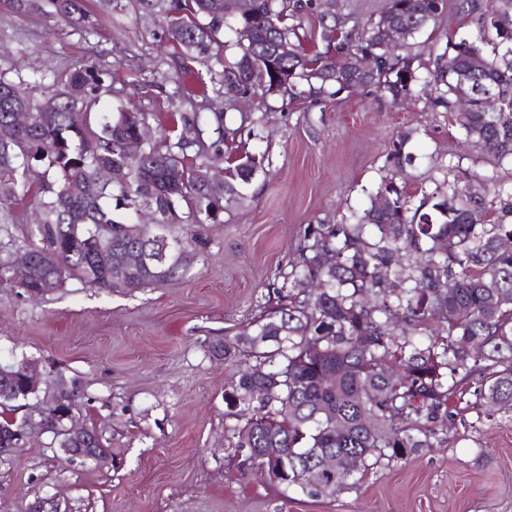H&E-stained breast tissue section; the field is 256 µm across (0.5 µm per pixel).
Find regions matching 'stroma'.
<instances>
[{
	"label": "stroma",
	"mask_w": 512,
	"mask_h": 512,
	"mask_svg": "<svg viewBox=\"0 0 512 512\" xmlns=\"http://www.w3.org/2000/svg\"><path fill=\"white\" fill-rule=\"evenodd\" d=\"M476 27L447 0L423 35V66H433L449 29L464 36ZM176 51L152 18L131 12L103 17L89 35L0 4V72L10 80L45 86L94 64L112 73L113 109L156 111L157 99L142 94L148 83L182 111L223 108L215 95L184 102ZM231 112L256 122L238 149L269 163L220 223L200 228L190 273L135 293L76 280L39 299L0 288V359L26 358L44 376L28 408L50 406L51 378L63 375L75 420L123 460L118 468L69 462L51 447V433H35L0 463V512H512V408L486 416L471 386L453 402L447 443L381 460L355 488L316 499L282 493L259 470L237 468V421L225 414L224 387L249 362L211 351L268 306L271 284L299 259L305 225L338 224L368 206L393 173L400 132L411 133L404 169L415 199L443 182L475 187L499 216L507 199L494 184L512 185V163L495 165L467 147L447 112L421 97L394 104L358 88L324 105L255 94Z\"/></svg>",
	"instance_id": "1"
}]
</instances>
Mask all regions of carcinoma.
<instances>
[{"label":"carcinoma","mask_w":512,"mask_h":512,"mask_svg":"<svg viewBox=\"0 0 512 512\" xmlns=\"http://www.w3.org/2000/svg\"><path fill=\"white\" fill-rule=\"evenodd\" d=\"M16 12L63 21L96 32L89 0H5ZM103 12L132 9L159 21L165 39L181 48L177 77L194 92L213 91L227 101L274 84L267 65L278 42L294 47L277 62L288 77L279 92L289 101L327 103L348 88L373 87L396 103L417 82L434 85L427 103L448 112L465 138L496 161L512 160V6L490 0L477 19V32L448 38L434 69L418 75L413 40L442 16L445 0H388L379 21L359 25L341 6L327 15L315 0H242L241 13L224 16V0H97ZM314 16L323 49L303 46L299 20ZM261 26L252 44L236 43L238 58L222 56L221 34L249 23ZM399 29V48L388 50L382 28ZM351 66L336 75L335 58ZM372 58V68L360 60ZM51 93L32 90L0 75V125L15 108L27 107L31 123L14 141L0 142V205H37L38 222L22 248L40 257L52 252L59 268L55 289L69 280L133 292L182 276L195 248L175 226L216 224L241 199L264 159L237 155L224 137L253 123L241 116L224 126L222 112H172V133L143 145L137 158L124 154L125 140L154 112L136 108L114 112L100 103L112 92V73L94 65L75 68L53 80ZM192 92V93H194ZM187 93V96H192ZM500 99L487 112L482 94ZM462 96L470 109L456 110ZM410 132L393 141L396 176L382 182L370 206L340 224H308L299 261L281 275L274 292L284 303L271 307L213 346L231 360L247 354L249 371L224 388L226 415L235 456L242 467L265 468L282 492L299 490L311 498H334L353 488L358 475L381 459H403L446 442L439 424L451 416L459 386L477 379L475 394L485 413L512 406V223L491 218L485 199L456 187L422 191L411 206L403 162ZM224 150V183L208 178L203 159ZM43 168L34 183L30 172ZM107 170L108 181L97 174ZM184 192H166L170 180ZM157 213L159 233L144 240L136 232L138 212ZM99 224L112 236L94 241ZM164 255L147 266L121 268L129 250ZM314 287L291 294L299 283ZM17 288L39 298L44 291L24 273L0 260V288ZM28 399L21 379L0 397V441L28 421L53 412L48 407L17 420L8 417ZM267 448H280L268 457ZM336 458L325 471L320 459ZM359 458L349 471L343 461Z\"/></svg>","instance_id":"carcinoma-1"}]
</instances>
